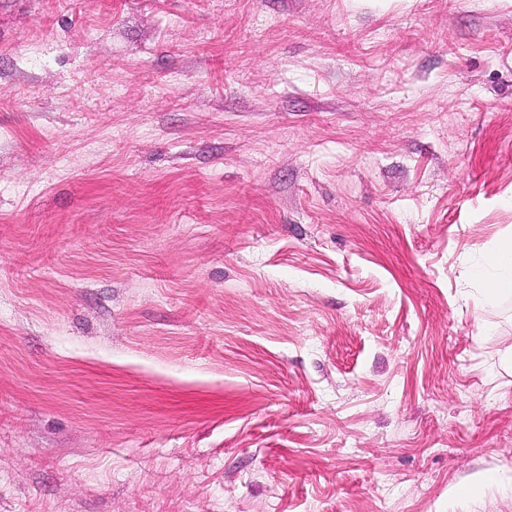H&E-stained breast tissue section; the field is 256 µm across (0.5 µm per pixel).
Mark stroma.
<instances>
[{"mask_svg": "<svg viewBox=\"0 0 512 512\" xmlns=\"http://www.w3.org/2000/svg\"><path fill=\"white\" fill-rule=\"evenodd\" d=\"M510 234L512 0H0V512H512ZM476 275L481 280L480 290L487 303H499L504 297H512V237L502 240L485 255Z\"/></svg>", "mask_w": 512, "mask_h": 512, "instance_id": "1", "label": "stroma"}]
</instances>
